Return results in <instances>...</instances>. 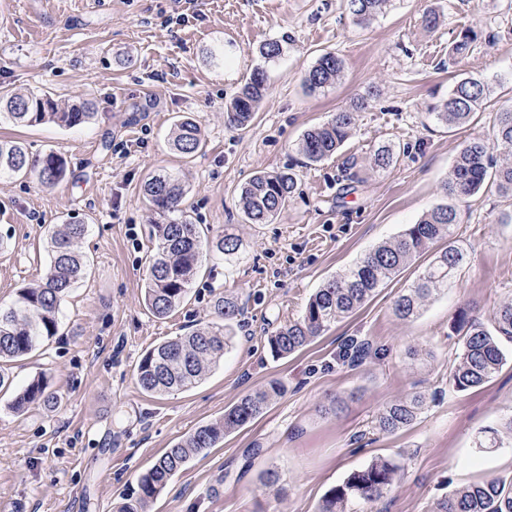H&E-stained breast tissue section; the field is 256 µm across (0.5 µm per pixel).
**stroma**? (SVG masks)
<instances>
[{
	"mask_svg": "<svg viewBox=\"0 0 512 512\" xmlns=\"http://www.w3.org/2000/svg\"><path fill=\"white\" fill-rule=\"evenodd\" d=\"M429 11L437 28L423 22ZM468 29L477 39L454 57ZM270 40L282 54L267 62L259 48ZM213 47L223 50V66L206 61ZM325 51L342 59V73L309 92L305 74ZM257 67L266 70L267 93L246 129L231 128L224 107ZM461 75L481 78L491 95L475 121L451 127L432 109ZM0 87L47 94L62 108L87 101L95 113L71 129L0 121V139L24 143L34 157L61 154L68 166L49 188L31 175L0 177V306L42 279L52 227L87 224L78 249L89 260L61 305L58 336L5 367L0 504L117 512L166 448L273 380L282 396L223 446L193 458L149 512H317L327 490L378 458L404 462L398 482L375 505L354 502L349 512H434L455 487L512 478V444L477 446L486 430L512 422V358L484 386L448 383L460 310L489 324L512 299V197L494 185L457 201L464 265L418 317L393 312L418 273L414 264L303 350L277 359L268 344L315 288L445 202L442 186L466 142L492 141L495 113L512 105V0H390L365 24L348 0H0ZM363 98L351 138L306 165L302 134ZM185 116L204 130L189 157L168 143ZM382 146L398 156L384 170L372 164ZM161 170L185 183L180 207L210 240L227 232L239 240L232 258L210 254L164 319L143 301L155 252L143 185ZM260 171L295 173L297 191L272 223L249 224L241 189ZM225 294L242 314L223 363L188 391L144 393L135 375L141 355L214 321L213 303ZM353 337L371 345L355 366L339 358ZM40 375L56 406L14 413V395ZM415 392L427 398L417 420L379 431L384 407ZM268 470L279 477L276 489L263 484Z\"/></svg>",
	"mask_w": 512,
	"mask_h": 512,
	"instance_id": "35a3bbf8",
	"label": "stroma"
}]
</instances>
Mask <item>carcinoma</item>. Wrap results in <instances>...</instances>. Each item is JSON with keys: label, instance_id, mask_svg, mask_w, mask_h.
<instances>
[{"label": "carcinoma", "instance_id": "obj_1", "mask_svg": "<svg viewBox=\"0 0 512 512\" xmlns=\"http://www.w3.org/2000/svg\"><path fill=\"white\" fill-rule=\"evenodd\" d=\"M389 0H349V10L357 23L363 24L382 13ZM343 62L336 54H321L305 76L308 91L336 82ZM267 90L265 72L255 69L225 105L229 124L244 128L254 118ZM491 90L477 77L457 81L448 97L438 105L437 119L449 125H464L483 110ZM95 113L81 102L61 109L50 98L34 92L20 93L0 89V118L23 125L53 123L62 128L80 126ZM356 113L338 112L329 121L307 130L299 143L305 164L312 165L336 154L350 137ZM201 123L192 117L177 121L172 129V146L183 155L195 153L202 145ZM495 144L510 147L499 156L484 140L467 142L456 157L444 184L446 196L463 199L480 191L491 181L498 191L512 196V106L495 113ZM35 169L40 182L54 186L65 179L67 162L49 152L36 161L22 143L0 140V176L25 174ZM297 180L292 172H259L241 190L242 211L249 224H268L293 197ZM186 194V186L175 175L163 172L149 177L143 196L150 209L162 221L152 225L157 250L150 260L144 300L157 318H165L188 296L212 248L230 257L238 251V239L224 235L216 245L202 238L199 225L175 212ZM459 216L456 206L441 204L400 235L365 254L342 274L325 281L310 296L304 312L297 319L278 328L268 339L271 353L285 358L309 345L332 324L355 313L385 280L444 243L433 253L416 280L394 301V314L401 320L417 316L423 306L460 267L465 247L456 233ZM87 225L64 224L48 232L49 266L42 283L21 289L8 307H0V364L29 355L58 335L60 308L72 285L85 273L86 263L76 250V243L86 234ZM220 322H210L182 336L149 349L136 368L140 388L152 395L185 391L202 381L224 360L235 338L234 322L241 315L238 298L222 295L214 303ZM461 345L448 375V382L458 391H466L491 382L507 361L504 343H512V301L503 303L494 323L488 327L467 310L460 312L456 325ZM369 353L366 342L348 344L342 359L357 364ZM284 388L277 381L242 396L224 410V416L197 427L185 438L166 449L142 473L137 490L124 499L118 512H147L172 479L183 471L191 457L219 446L224 437L261 415ZM47 392L44 376L33 379L14 398L11 409L23 412L34 402H54ZM425 406V397L415 394L396 400L377 417V428L394 433L410 426ZM403 466L378 458L348 475L343 484L330 489L322 498L318 512H347L354 501L372 504L394 485ZM437 512H512V478L490 477L462 485L450 493Z\"/></svg>", "mask_w": 512, "mask_h": 512}]
</instances>
